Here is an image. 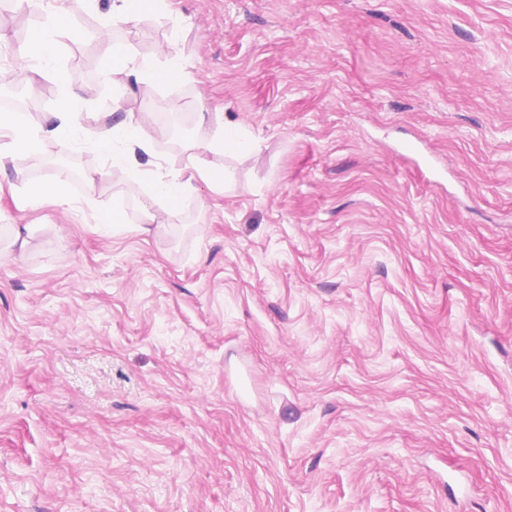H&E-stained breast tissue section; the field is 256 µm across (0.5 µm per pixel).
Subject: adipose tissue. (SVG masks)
Masks as SVG:
<instances>
[{
	"mask_svg": "<svg viewBox=\"0 0 512 512\" xmlns=\"http://www.w3.org/2000/svg\"><path fill=\"white\" fill-rule=\"evenodd\" d=\"M62 34L74 41L80 38L67 13L60 10L48 13L27 45L28 55L42 62L50 61L56 53L57 38ZM112 109L123 112V119L113 124L99 125L91 139L93 147L105 158L108 177L134 174L148 181L154 196L162 199L170 212L178 209L186 197L195 193L196 180L224 187L232 182L233 174L227 169L201 167L194 180L162 173L161 158L155 154L152 138L138 114L130 111L127 102L121 98L113 99ZM83 129L82 114L73 110L51 112L35 121L22 120L17 115L2 112L0 131H6L7 138L0 142V163L19 152L37 154L46 138L62 147H70Z\"/></svg>",
	"mask_w": 512,
	"mask_h": 512,
	"instance_id": "1",
	"label": "adipose tissue"
}]
</instances>
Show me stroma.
<instances>
[{
    "mask_svg": "<svg viewBox=\"0 0 512 512\" xmlns=\"http://www.w3.org/2000/svg\"><path fill=\"white\" fill-rule=\"evenodd\" d=\"M58 8L55 79L0 12L34 112L124 97L165 172L236 182L144 235L84 141L0 166V512H512V0ZM116 40L190 80L113 75ZM207 147L214 150L240 152L247 149L248 143L241 137L235 126L223 124L214 132Z\"/></svg>",
    "mask_w": 512,
    "mask_h": 512,
    "instance_id": "obj_1",
    "label": "stroma"
}]
</instances>
